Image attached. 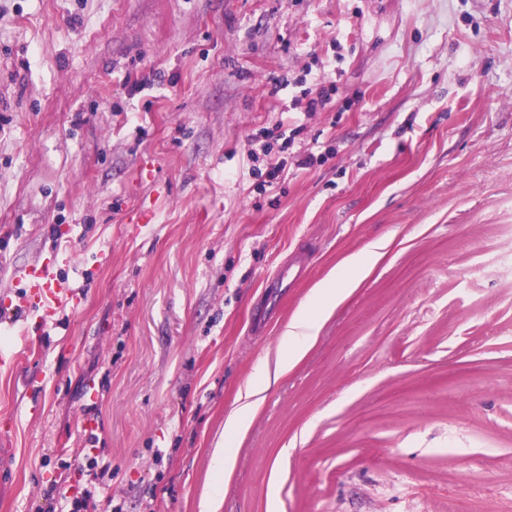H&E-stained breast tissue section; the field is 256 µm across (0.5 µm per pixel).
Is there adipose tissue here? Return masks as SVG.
<instances>
[{"instance_id":"obj_1","label":"adipose tissue","mask_w":512,"mask_h":512,"mask_svg":"<svg viewBox=\"0 0 512 512\" xmlns=\"http://www.w3.org/2000/svg\"><path fill=\"white\" fill-rule=\"evenodd\" d=\"M383 247V242H374L363 252L348 258L343 271L318 289L313 306L293 316L283 333L288 346L277 360V371H284L310 349L323 318L345 299L358 279L379 259Z\"/></svg>"}]
</instances>
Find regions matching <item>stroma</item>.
<instances>
[{
	"instance_id": "stroma-1",
	"label": "stroma",
	"mask_w": 512,
	"mask_h": 512,
	"mask_svg": "<svg viewBox=\"0 0 512 512\" xmlns=\"http://www.w3.org/2000/svg\"><path fill=\"white\" fill-rule=\"evenodd\" d=\"M36 263L79 290L45 330L6 311ZM10 345L0 512H512V0H0ZM383 248V242H374L363 252L348 258L344 270L318 289L313 306L293 316L283 333L288 346L277 360L275 376L310 349L317 339L323 318L345 299L358 279L379 259ZM270 381L269 371L266 370L263 386H257L252 383L247 384L246 390L241 396V407L226 419L224 425L225 436L235 437L248 427L251 416L261 400L259 395L264 391L265 386L270 384Z\"/></svg>"
}]
</instances>
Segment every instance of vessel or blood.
<instances>
[{"instance_id":"1","label":"vessel or blood","mask_w":512,"mask_h":512,"mask_svg":"<svg viewBox=\"0 0 512 512\" xmlns=\"http://www.w3.org/2000/svg\"><path fill=\"white\" fill-rule=\"evenodd\" d=\"M24 277L27 285L20 298L21 306L36 311L41 326L57 323L61 308L75 299L73 289L58 283L45 265L26 269Z\"/></svg>"}]
</instances>
